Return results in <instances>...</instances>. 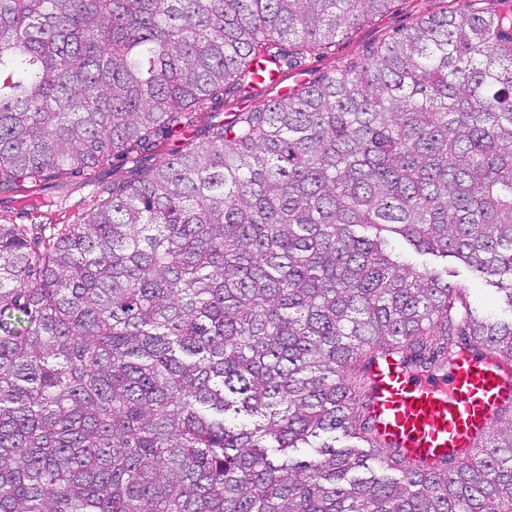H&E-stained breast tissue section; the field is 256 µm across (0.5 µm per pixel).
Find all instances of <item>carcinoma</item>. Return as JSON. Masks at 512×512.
I'll use <instances>...</instances> for the list:
<instances>
[{"label":"carcinoma","instance_id":"1","mask_svg":"<svg viewBox=\"0 0 512 512\" xmlns=\"http://www.w3.org/2000/svg\"><path fill=\"white\" fill-rule=\"evenodd\" d=\"M392 2L0 0V190L130 164L39 253L0 224V512H512V410L432 468L369 415L379 361L512 358V321L389 249L512 309V7L460 0L146 159ZM396 252L401 258L417 266L427 264L441 271L448 269V279L464 280L471 287L472 302L483 311L494 314L497 318L509 320L510 311L501 294L490 286L485 280L470 268L454 257H435L432 255H419L404 241L395 243ZM454 275L455 277H453Z\"/></svg>","mask_w":512,"mask_h":512}]
</instances>
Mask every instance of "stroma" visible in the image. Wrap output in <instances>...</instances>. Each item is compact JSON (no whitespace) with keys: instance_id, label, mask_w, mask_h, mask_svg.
<instances>
[{"instance_id":"stroma-1","label":"stroma","mask_w":512,"mask_h":512,"mask_svg":"<svg viewBox=\"0 0 512 512\" xmlns=\"http://www.w3.org/2000/svg\"><path fill=\"white\" fill-rule=\"evenodd\" d=\"M452 6V0H394L388 12L337 39L331 50L308 56L286 71L285 86L271 85L241 95L230 93L211 99L192 126L174 130L168 141L158 146L157 155H164L187 138L201 136L209 124L229 120L232 112L266 105L282 94L284 87L305 85L346 63L364 61L376 46L397 32L414 26L421 19L441 15ZM127 168L124 160L115 157L101 167L70 177L66 187L55 185L44 188L41 196L45 204L35 210L15 202L13 192L1 191L0 224L27 226L33 250L42 251L53 229L64 224L79 223L97 203L96 188L111 186L113 179L123 176ZM395 249L406 262L445 270L456 279L469 282L472 301L476 306L497 318H512V309L508 308L501 294L456 258L420 255L401 240L396 242Z\"/></svg>"}]
</instances>
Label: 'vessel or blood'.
<instances>
[{
	"mask_svg": "<svg viewBox=\"0 0 512 512\" xmlns=\"http://www.w3.org/2000/svg\"><path fill=\"white\" fill-rule=\"evenodd\" d=\"M370 412L384 447L429 464L466 456L512 407V360L460 355L448 376L405 372L387 359L371 370Z\"/></svg>",
	"mask_w": 512,
	"mask_h": 512,
	"instance_id": "vessel-or-blood-1",
	"label": "vessel or blood"
}]
</instances>
